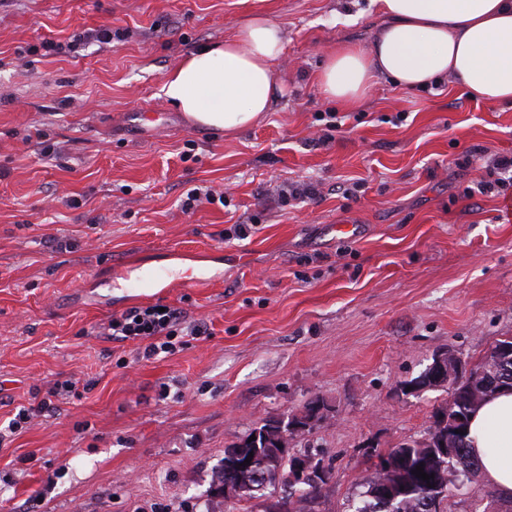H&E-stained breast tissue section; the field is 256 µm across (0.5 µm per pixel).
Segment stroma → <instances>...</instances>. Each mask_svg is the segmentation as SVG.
<instances>
[{"instance_id":"stroma-1","label":"stroma","mask_w":512,"mask_h":512,"mask_svg":"<svg viewBox=\"0 0 512 512\" xmlns=\"http://www.w3.org/2000/svg\"><path fill=\"white\" fill-rule=\"evenodd\" d=\"M258 13L285 32L286 91L232 136L190 122L166 77ZM379 19L374 0H0V424L75 386L0 444V512H287L270 489L214 496L211 475L315 396L325 419L289 445L332 471L307 512H349L448 399L405 384L512 336V186L477 190L512 155V108L449 81L324 101L326 52L369 45ZM104 27L110 42L84 39ZM302 183L317 196L290 197ZM193 190L224 200L184 210ZM136 265L170 288L133 297ZM150 303L206 333L149 358L105 336ZM444 508L512 502L477 474Z\"/></svg>"}]
</instances>
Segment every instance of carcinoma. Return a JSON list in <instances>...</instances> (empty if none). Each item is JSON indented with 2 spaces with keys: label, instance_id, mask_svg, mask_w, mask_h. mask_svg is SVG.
Wrapping results in <instances>:
<instances>
[{
  "label": "carcinoma",
  "instance_id": "carcinoma-1",
  "mask_svg": "<svg viewBox=\"0 0 512 512\" xmlns=\"http://www.w3.org/2000/svg\"><path fill=\"white\" fill-rule=\"evenodd\" d=\"M505 378L512 380V361L505 367L490 353L469 374L454 381L448 406L436 415L429 440L398 446L379 456L374 475L358 494L351 512H428L435 497L445 500L452 490L463 488L464 480L477 471L466 442L468 417L497 390L495 382ZM249 435L255 440H244L224 451L211 483H241L248 486L247 497L269 487L278 489L291 505L289 512H305V503L329 480L330 470L315 461L310 476L298 488L283 473L285 465L293 463V456L279 444L277 421L271 420ZM246 459L250 463H244ZM420 464L434 478L427 482L412 474Z\"/></svg>",
  "mask_w": 512,
  "mask_h": 512
}]
</instances>
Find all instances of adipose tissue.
Returning a JSON list of instances; mask_svg holds the SVG:
<instances>
[{
    "instance_id": "1",
    "label": "adipose tissue",
    "mask_w": 512,
    "mask_h": 512,
    "mask_svg": "<svg viewBox=\"0 0 512 512\" xmlns=\"http://www.w3.org/2000/svg\"><path fill=\"white\" fill-rule=\"evenodd\" d=\"M385 22L371 47L327 52L317 87L328 102L356 104L379 80L425 89L444 79L476 102L512 106V0H376ZM285 37L256 15L224 43L189 54L167 76L166 101L199 125L234 133L256 124L284 88L274 69ZM468 444L485 481L512 499V390L472 413Z\"/></svg>"
}]
</instances>
